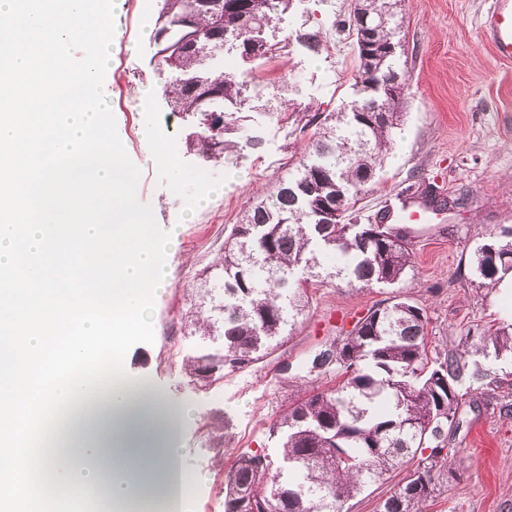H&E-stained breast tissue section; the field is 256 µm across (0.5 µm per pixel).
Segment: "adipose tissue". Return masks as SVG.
Segmentation results:
<instances>
[{"instance_id":"adipose-tissue-1","label":"adipose tissue","mask_w":512,"mask_h":512,"mask_svg":"<svg viewBox=\"0 0 512 512\" xmlns=\"http://www.w3.org/2000/svg\"><path fill=\"white\" fill-rule=\"evenodd\" d=\"M188 418L142 383L92 389L58 418L44 454L48 483L84 497L89 512H125L154 498L166 512H192L195 479L180 464Z\"/></svg>"}]
</instances>
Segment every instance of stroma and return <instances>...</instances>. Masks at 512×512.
I'll return each mask as SVG.
<instances>
[{"label":"stroma","instance_id":"stroma-1","mask_svg":"<svg viewBox=\"0 0 512 512\" xmlns=\"http://www.w3.org/2000/svg\"><path fill=\"white\" fill-rule=\"evenodd\" d=\"M162 0H116L115 48L104 88L117 132L140 168L139 199L153 207L160 228L181 225L169 256L172 285L156 297L155 340L134 345L125 357L132 379L147 382L172 406L191 413L181 432L182 466L199 475L193 512H224V475L212 429L227 426L236 452H262L280 459L272 427L301 390L322 391L335 375L309 372L308 360L343 327L368 309L403 294L422 303L430 349L456 348L463 329L512 323V297L482 287L473 256L483 232L512 227V62L498 60L479 24L490 0H402L403 28L397 56L405 74L404 117L393 131L377 184L360 202L375 215L405 189L433 188L449 197L466 195L465 207L446 221L409 225L413 267L402 285L348 286L332 278L309 291V305L284 343L209 388L186 374L184 360L211 345L188 326L185 314L200 303L203 288L224 277L218 264L224 244L245 209L278 179L294 172L307 151L301 127L339 111L355 99L354 43L337 22L352 0H290L265 28L276 55L245 60L232 49L208 61L216 71L245 81L232 134L239 150L225 162H204L187 139L198 119L173 111L163 90L176 77L161 65L155 43ZM320 34L319 53L309 52L299 33ZM152 126L176 163L153 158L140 130ZM207 206L195 209L200 197ZM491 375L468 393L460 425L451 437L456 475L443 482L429 512H512V358H488Z\"/></svg>","mask_w":512,"mask_h":512}]
</instances>
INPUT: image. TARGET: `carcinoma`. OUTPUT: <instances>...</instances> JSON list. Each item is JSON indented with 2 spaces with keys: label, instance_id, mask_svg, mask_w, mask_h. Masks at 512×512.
<instances>
[{
  "label": "carcinoma",
  "instance_id": "obj_1",
  "mask_svg": "<svg viewBox=\"0 0 512 512\" xmlns=\"http://www.w3.org/2000/svg\"><path fill=\"white\" fill-rule=\"evenodd\" d=\"M400 0H359L340 20L354 37L355 85L362 95L324 118L297 173L281 179L245 211L225 243L224 284L210 307L188 312L190 324L221 340L214 352L184 363L193 381L209 387L224 372L242 371L263 358L309 304L305 285L321 277L332 256L336 276L398 284L412 268L409 231L395 224H362L355 210L375 182L404 116L403 91L386 83L402 74L396 52L377 42L363 48L356 11L388 15L389 41L402 28ZM289 0H162L155 41L160 62L178 73L165 89L174 110L210 120L214 130L190 146L216 162L236 144L224 103L241 101L236 76L206 71V57L237 48L246 57L277 48L256 30L285 12ZM378 111H371L372 103ZM481 284L493 288L512 271V227L474 252ZM422 304L395 295L369 309L335 346L319 352L311 370L340 377L336 388L314 392L280 416L282 465L245 452L224 474V512H344L367 485L413 461L416 469L381 504V512H427L437 482L453 477L448 432L458 429L465 384L482 380L478 356L512 355V324L468 330L461 348L428 358Z\"/></svg>",
  "mask_w": 512,
  "mask_h": 512
}]
</instances>
